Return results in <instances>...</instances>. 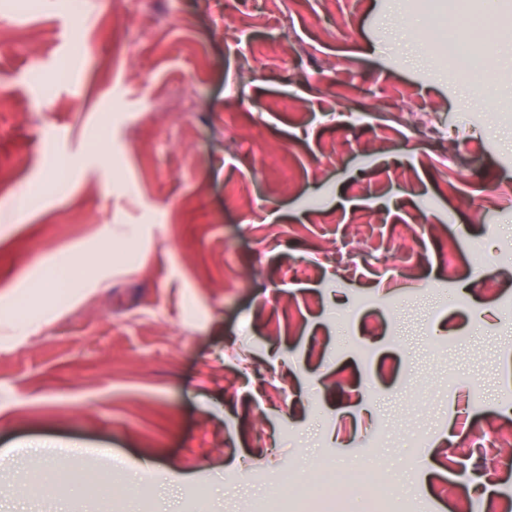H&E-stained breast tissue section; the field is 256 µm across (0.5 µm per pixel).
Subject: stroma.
Listing matches in <instances>:
<instances>
[{"label":"stroma","mask_w":512,"mask_h":512,"mask_svg":"<svg viewBox=\"0 0 512 512\" xmlns=\"http://www.w3.org/2000/svg\"><path fill=\"white\" fill-rule=\"evenodd\" d=\"M39 2L0 0V512H249L324 457L512 512L470 437L512 431V0H443L491 18L470 109L416 0Z\"/></svg>","instance_id":"stroma-1"}]
</instances>
